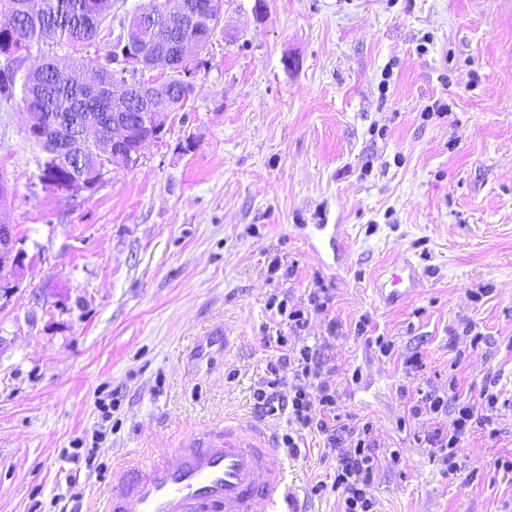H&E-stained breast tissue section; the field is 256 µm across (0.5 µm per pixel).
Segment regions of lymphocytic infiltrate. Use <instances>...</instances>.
<instances>
[{"instance_id": "f902f5d3", "label": "lymphocytic infiltrate", "mask_w": 512, "mask_h": 512, "mask_svg": "<svg viewBox=\"0 0 512 512\" xmlns=\"http://www.w3.org/2000/svg\"><path fill=\"white\" fill-rule=\"evenodd\" d=\"M328 306L326 291L314 289L306 303L289 305L276 302V314L286 333L274 340L276 356L267 364V375L253 391L254 407L264 416H286L288 430L282 442L289 451H296L304 433L322 435L327 446L336 452L332 483L313 486L314 495L337 492L341 495V512H373L374 501L369 493L375 472L396 463L397 450L389 448L372 421L340 422L336 410L340 385L328 351L329 341L313 345L292 346L290 336L300 335L308 325L309 316ZM292 373L287 394H280L281 371ZM448 395L430 391L407 409V416L436 417L434 427L424 437L429 447L438 449L440 461L449 474L461 468L463 444L475 432L486 430L497 409L499 394L482 387L478 398L461 397L456 380H449Z\"/></svg>"}]
</instances>
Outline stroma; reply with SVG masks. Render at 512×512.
<instances>
[{
	"label": "stroma",
	"instance_id": "1",
	"mask_svg": "<svg viewBox=\"0 0 512 512\" xmlns=\"http://www.w3.org/2000/svg\"><path fill=\"white\" fill-rule=\"evenodd\" d=\"M221 26L162 139L76 201L41 184L22 102L0 104V217L24 254L0 309V512H101L121 465L228 420L281 437L252 397L269 301L317 288L302 341L361 371L341 421L400 453L375 512H512V0H222ZM402 254L425 274L388 307L372 282ZM452 376L502 400L454 476L420 443L429 418L400 424ZM279 460L300 506L339 512L310 494L334 477L322 436Z\"/></svg>",
	"mask_w": 512,
	"mask_h": 512
}]
</instances>
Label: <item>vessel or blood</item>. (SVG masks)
Masks as SVG:
<instances>
[{
    "instance_id": "b4317fda",
    "label": "vessel or blood",
    "mask_w": 512,
    "mask_h": 512,
    "mask_svg": "<svg viewBox=\"0 0 512 512\" xmlns=\"http://www.w3.org/2000/svg\"><path fill=\"white\" fill-rule=\"evenodd\" d=\"M420 278L402 255L374 280L373 292L392 306ZM277 455L273 437L261 428L228 421L223 430L190 434L154 459L119 468L103 512H296Z\"/></svg>"
}]
</instances>
